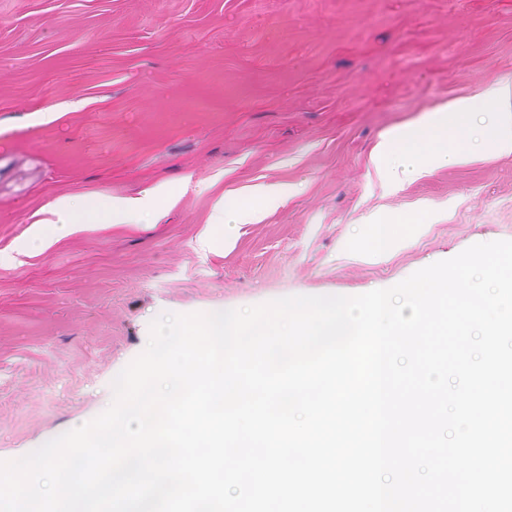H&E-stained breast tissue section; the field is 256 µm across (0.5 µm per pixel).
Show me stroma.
Returning a JSON list of instances; mask_svg holds the SVG:
<instances>
[{"instance_id":"35a3bbf8","label":"stroma","mask_w":512,"mask_h":512,"mask_svg":"<svg viewBox=\"0 0 512 512\" xmlns=\"http://www.w3.org/2000/svg\"><path fill=\"white\" fill-rule=\"evenodd\" d=\"M503 82L512 0H0V461L104 412L162 314L360 295L512 240V155L393 184L371 163L451 100L488 117ZM160 182L158 223L21 249L58 195ZM221 198L255 215L201 251ZM393 216L415 223L363 255Z\"/></svg>"}]
</instances>
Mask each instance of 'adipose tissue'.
<instances>
[{"mask_svg": "<svg viewBox=\"0 0 512 512\" xmlns=\"http://www.w3.org/2000/svg\"><path fill=\"white\" fill-rule=\"evenodd\" d=\"M487 95L495 104L492 124H477L470 100H454L426 112L410 127L388 132L375 154V165L387 172L401 166L416 176L427 167L460 164L482 148L512 154V84L490 88ZM176 201L164 184L136 197L106 200L62 194L46 206V217L33 236L50 244L94 224H137L160 217Z\"/></svg>", "mask_w": 512, "mask_h": 512, "instance_id": "adipose-tissue-1", "label": "adipose tissue"}]
</instances>
